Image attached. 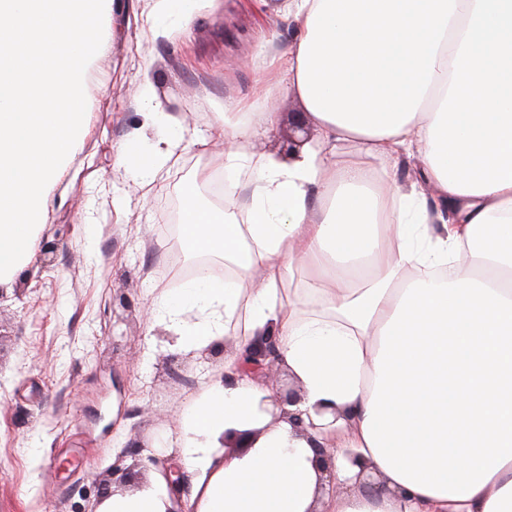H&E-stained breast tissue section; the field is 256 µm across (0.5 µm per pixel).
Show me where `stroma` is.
I'll return each mask as SVG.
<instances>
[{"mask_svg": "<svg viewBox=\"0 0 512 512\" xmlns=\"http://www.w3.org/2000/svg\"><path fill=\"white\" fill-rule=\"evenodd\" d=\"M145 0H116L110 44L89 86H106L82 150L62 174L40 230L49 261L35 262L0 302V512H99L101 488L131 470L181 468L168 444L206 384L224 373L230 343L190 355L169 346L153 305L178 285L168 226L195 190L212 202L224 168L210 137L225 100L253 98L269 53L297 32L266 0H214L189 30L151 42ZM149 70L167 110L191 116V143L147 186L116 163L118 146L145 125L138 80Z\"/></svg>", "mask_w": 512, "mask_h": 512, "instance_id": "35a3bbf8", "label": "stroma"}]
</instances>
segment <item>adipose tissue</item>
<instances>
[{
	"label": "adipose tissue",
	"mask_w": 512,
	"mask_h": 512,
	"mask_svg": "<svg viewBox=\"0 0 512 512\" xmlns=\"http://www.w3.org/2000/svg\"><path fill=\"white\" fill-rule=\"evenodd\" d=\"M210 2L146 0L143 27L154 41L185 32ZM281 11L293 50L267 56L272 80L213 124L225 170L249 176L246 219L232 200L183 201L182 251L232 271L157 298L184 349L235 343L174 442L189 512H512V0ZM288 93L316 138L285 159L255 153ZM139 102L166 133L145 154L121 144L117 161L153 177L187 142L151 78ZM344 143L353 152L336 156ZM415 156L419 177L398 183ZM294 277L310 307L285 299ZM267 339L302 393L277 420L271 391L240 371ZM320 446L336 451L324 468ZM356 455L387 492L357 488ZM171 498L158 474L99 512H168Z\"/></svg>",
	"instance_id": "obj_1"
}]
</instances>
